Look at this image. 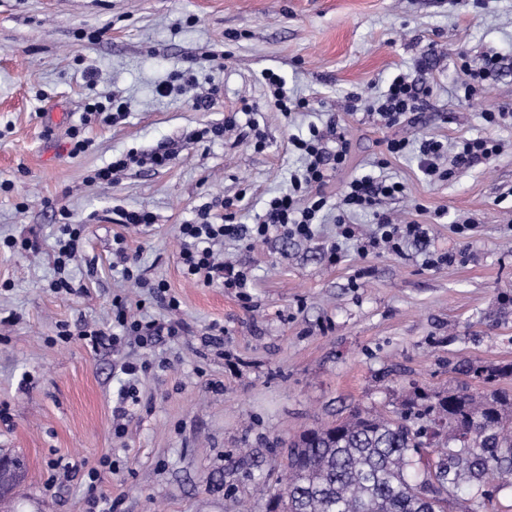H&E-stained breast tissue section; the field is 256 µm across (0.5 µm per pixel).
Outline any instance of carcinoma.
Here are the masks:
<instances>
[{
	"label": "carcinoma",
	"mask_w": 512,
	"mask_h": 512,
	"mask_svg": "<svg viewBox=\"0 0 512 512\" xmlns=\"http://www.w3.org/2000/svg\"><path fill=\"white\" fill-rule=\"evenodd\" d=\"M476 367L480 392L455 386L418 409L357 411L294 437L286 493L267 512H448L461 490L465 512H482L491 480L512 486V389L496 386L512 363Z\"/></svg>",
	"instance_id": "carcinoma-1"
}]
</instances>
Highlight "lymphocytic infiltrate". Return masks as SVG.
<instances>
[{
	"mask_svg": "<svg viewBox=\"0 0 512 512\" xmlns=\"http://www.w3.org/2000/svg\"><path fill=\"white\" fill-rule=\"evenodd\" d=\"M370 107L386 124L393 125L407 115L422 111L423 93L406 74L399 73ZM291 144L305 156L306 165L301 173L292 175L288 191L265 202L262 213L255 215L252 223H237L233 204L228 201L223 205V213H212L210 206L205 205L198 210L194 221L180 225V264L188 280L204 287L217 284L235 291L247 287L246 271L234 269L216 257L214 247L224 237L256 242L274 237L307 239L313 236L319 214L328 204L324 188L333 173L345 166L350 140L337 124L332 123L324 130L310 127L308 138L292 139ZM500 149L498 140L488 136L461 139L450 150L439 140L424 139L418 146L419 169L427 177L444 179L452 176L456 168L497 157ZM448 151L453 154L451 166L440 168L439 162ZM404 192V184L398 181L387 182L370 175L351 178L341 192L336 217L339 236L347 240L358 237V229L351 224L349 217L357 211H368L379 225L381 242L391 251H400L406 241L424 237L422 225L395 223L382 209L386 200ZM115 243L116 263L121 266L125 279L134 282L136 287L148 288L150 297L162 306L176 309L179 302L170 295L167 284L161 280L150 284L137 277V262L129 256L124 238L116 237ZM112 314L111 324L79 328V336L92 349L104 346L121 349L130 336L135 337L140 347L149 349L180 335L183 330L181 322L171 319L143 320L129 315L119 297L112 302Z\"/></svg>",
	"mask_w": 512,
	"mask_h": 512,
	"instance_id": "f902f5d3",
	"label": "lymphocytic infiltrate"
}]
</instances>
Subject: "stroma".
<instances>
[{"instance_id":"obj_1","label":"stroma","mask_w":512,"mask_h":512,"mask_svg":"<svg viewBox=\"0 0 512 512\" xmlns=\"http://www.w3.org/2000/svg\"><path fill=\"white\" fill-rule=\"evenodd\" d=\"M462 49L502 58L498 77L469 100ZM267 70L307 108L267 110ZM400 72L432 93L419 121L389 126L365 104ZM177 73L219 88V98L198 111L190 92L160 96ZM111 95L125 118L83 123L90 99ZM503 104L512 105V0H0V455L24 463L7 512H85V477L48 488L51 465L95 467L105 456L113 466L98 490L116 512H265L287 483L282 440L463 381L481 388L457 366L512 362V125L482 119ZM245 106L259 110L263 143L243 124L193 142L195 130ZM332 121L351 153L326 187L330 202L356 175L402 182L404 196L384 209L428 225L430 244L364 253L350 242L333 264L331 212L307 241L218 244L248 272L245 296L186 280L179 224L227 197L240 200L239 223H252L303 164L291 138ZM77 125L91 145L73 156L67 131ZM477 135L501 141L503 153L447 181L422 174L417 142ZM389 138L411 147L381 169ZM157 150L173 152L167 167L147 163ZM130 152L142 164L111 184L91 182ZM118 207L148 210L154 222L125 227ZM64 209L86 245L61 272L54 243ZM467 217L476 225L465 237L455 224ZM118 235L143 277L165 281L179 300L183 333L117 352L57 340L63 324L111 323L118 296L143 316L168 317L113 267ZM445 251L452 264H428ZM61 276L73 293L55 289ZM215 324L223 335L213 336ZM129 359L151 368L118 435L112 410Z\"/></svg>"}]
</instances>
